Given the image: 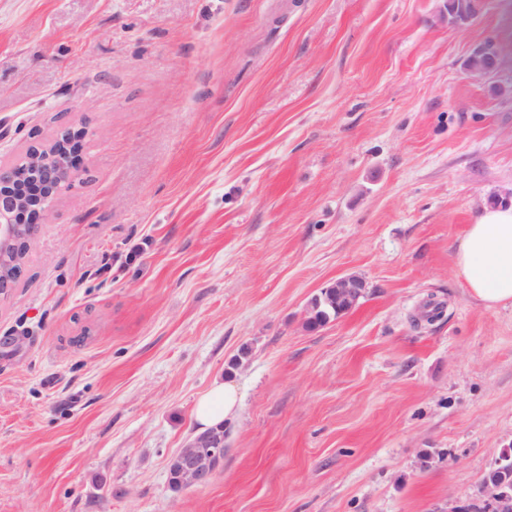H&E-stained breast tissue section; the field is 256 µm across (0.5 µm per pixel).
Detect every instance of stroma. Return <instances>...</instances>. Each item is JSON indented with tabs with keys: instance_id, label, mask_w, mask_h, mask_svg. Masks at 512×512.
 I'll use <instances>...</instances> for the list:
<instances>
[{
	"instance_id": "35a3bbf8",
	"label": "stroma",
	"mask_w": 512,
	"mask_h": 512,
	"mask_svg": "<svg viewBox=\"0 0 512 512\" xmlns=\"http://www.w3.org/2000/svg\"><path fill=\"white\" fill-rule=\"evenodd\" d=\"M486 3L0 0V162L64 124L84 160L0 297V512L485 507L512 306L455 254L512 205V0ZM489 39L499 76L468 77ZM345 274L365 297L306 332ZM227 380L224 464L173 491ZM485 7L484 0H455L453 8L447 14L448 25L458 27L479 16ZM367 284L357 275H346L337 278L320 294L314 295L306 305L304 327L307 331H316L317 312L324 304L327 308H338L342 312H350L366 294ZM239 393L230 381L216 385L196 403L194 417L201 430L231 421L237 414ZM220 424V427H224Z\"/></svg>"
}]
</instances>
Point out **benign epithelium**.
<instances>
[{"label":"benign epithelium","instance_id":"obj_1","mask_svg":"<svg viewBox=\"0 0 512 512\" xmlns=\"http://www.w3.org/2000/svg\"><path fill=\"white\" fill-rule=\"evenodd\" d=\"M485 0H455L447 14L448 25L458 27L479 16ZM500 68L499 60L491 61L485 44L471 49L463 69L472 78L494 76ZM80 133L68 127L61 128L52 145L33 146L27 152L26 166L34 172L32 180L25 179L24 169L14 164L0 165V293L6 294L20 276L30 246L32 226L26 222L29 214L33 223L43 224L51 215L52 199L63 181L74 175L70 164L72 155L79 152ZM367 284L357 275L342 276L313 296L305 310L304 327L318 330L317 312L321 306L350 312L366 294ZM186 447L193 452L175 453V460L185 488L208 484L224 460V443L218 432L210 431L191 437ZM483 493L492 512H512V450L501 453L498 469L483 480Z\"/></svg>","mask_w":512,"mask_h":512}]
</instances>
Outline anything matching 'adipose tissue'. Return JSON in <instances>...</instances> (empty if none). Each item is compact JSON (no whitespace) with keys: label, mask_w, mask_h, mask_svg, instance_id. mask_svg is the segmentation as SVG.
I'll return each mask as SVG.
<instances>
[{"label":"adipose tissue","mask_w":512,"mask_h":512,"mask_svg":"<svg viewBox=\"0 0 512 512\" xmlns=\"http://www.w3.org/2000/svg\"><path fill=\"white\" fill-rule=\"evenodd\" d=\"M456 266L469 294L486 307L512 304V206L481 212L467 229ZM238 407V389L227 381L198 400L194 417L207 429L231 421Z\"/></svg>","instance_id":"obj_1"}]
</instances>
